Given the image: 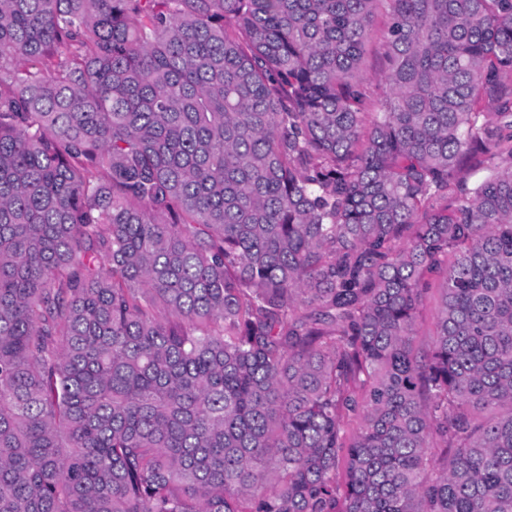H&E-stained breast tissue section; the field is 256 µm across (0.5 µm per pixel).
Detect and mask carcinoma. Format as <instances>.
Segmentation results:
<instances>
[{"mask_svg": "<svg viewBox=\"0 0 512 512\" xmlns=\"http://www.w3.org/2000/svg\"><path fill=\"white\" fill-rule=\"evenodd\" d=\"M0 512H512V0H0ZM387 25V13L380 8L372 24L371 34L365 54V74L368 87L372 92L381 95L384 85L379 81L381 57L383 53V36ZM437 292L433 290L425 299L417 319L419 343L426 344L434 329V315L437 303Z\"/></svg>", "mask_w": 512, "mask_h": 512, "instance_id": "cac0c4a2", "label": "carcinoma"}]
</instances>
